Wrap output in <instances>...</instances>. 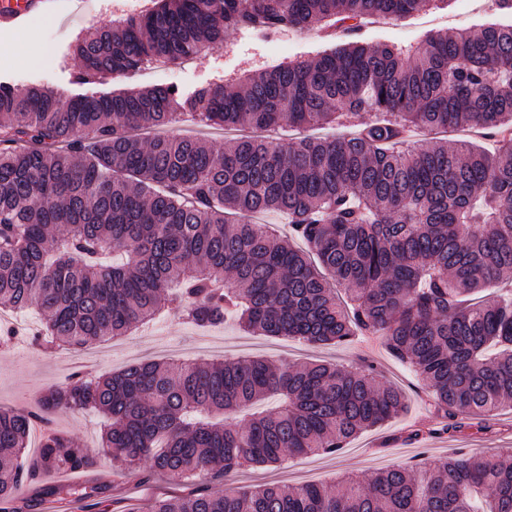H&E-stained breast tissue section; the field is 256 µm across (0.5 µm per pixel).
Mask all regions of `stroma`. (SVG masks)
<instances>
[{
  "mask_svg": "<svg viewBox=\"0 0 512 512\" xmlns=\"http://www.w3.org/2000/svg\"><path fill=\"white\" fill-rule=\"evenodd\" d=\"M152 3L153 0H55L52 7L31 12L21 23L0 28V82L18 88L39 85L70 96L84 91L104 94L139 89L161 84L167 78L187 97L216 82L233 87L251 74L289 61L313 59L344 39L342 33L325 24L314 25L308 32L285 31L266 39L242 30L227 35L221 48L171 65L163 77L137 72L108 75L84 87L75 84L74 75L82 66L73 51L76 37L89 26L111 25L131 16L134 9H148ZM510 22L512 13L486 4L485 0H432L428 9L411 16L366 25L360 37L369 44L387 43L413 50L430 35L442 31ZM38 323V317H27L25 324L18 327L15 348L0 350L2 407L29 403L31 396L64 382L73 371L71 353H50L31 343ZM173 344L181 346L183 359L189 361L254 357L276 365L300 366L316 361L353 365L365 360L378 367L381 381L399 386L407 396L403 413L359 434L339 454L294 457L277 466L251 467L235 476L238 486L332 482L346 473L366 478L380 468L407 466L422 459L434 462L459 450L485 458L512 448V407L485 419L478 428L441 430L429 405L430 389L372 336H354L340 345L312 348L291 337L246 331L231 319L224 325L201 329L185 323L177 313L166 312L137 333L91 348L87 356L89 371L108 375L134 362L166 361ZM51 419L53 428L68 432L97 451L104 421L96 413L59 411ZM112 483V490L98 494V501L105 503L124 496L140 512H151L154 500L162 494L182 490L181 482L172 478L153 477L130 485L116 475Z\"/></svg>",
  "mask_w": 512,
  "mask_h": 512,
  "instance_id": "obj_1",
  "label": "stroma"
}]
</instances>
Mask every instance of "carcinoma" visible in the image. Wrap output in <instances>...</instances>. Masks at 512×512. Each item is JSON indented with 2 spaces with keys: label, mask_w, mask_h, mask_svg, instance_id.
<instances>
[{
  "label": "carcinoma",
  "mask_w": 512,
  "mask_h": 512,
  "mask_svg": "<svg viewBox=\"0 0 512 512\" xmlns=\"http://www.w3.org/2000/svg\"><path fill=\"white\" fill-rule=\"evenodd\" d=\"M430 0H158L146 13L85 30L76 81L178 62L238 30L353 36ZM188 110L215 126L334 125L293 143L144 138ZM372 118L355 128L353 115ZM479 129L494 141L415 143L413 129ZM286 217L288 239L252 218ZM301 241L306 250L295 248ZM512 24L429 37L410 57L350 41L183 98L154 85L65 97L0 84V311L36 312L38 345L81 350L127 335L163 309L209 327L233 314L265 336L318 347L383 338L446 419L481 420L512 403ZM270 395L280 407L249 413ZM402 389L374 366L262 359L134 363L80 370L32 407L0 408V503L33 512L47 498L89 500L108 487L91 451L37 421L94 410L115 470L191 486L152 512H512V460L465 453L381 470L366 480L233 488L234 473L289 457L336 454L400 414ZM61 469L80 490L45 485Z\"/></svg>",
  "instance_id": "obj_1"
}]
</instances>
